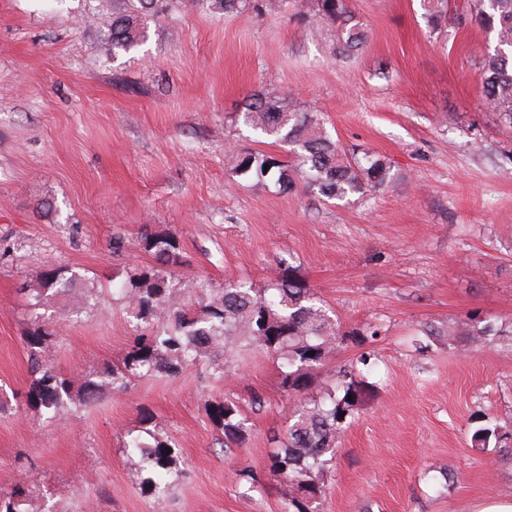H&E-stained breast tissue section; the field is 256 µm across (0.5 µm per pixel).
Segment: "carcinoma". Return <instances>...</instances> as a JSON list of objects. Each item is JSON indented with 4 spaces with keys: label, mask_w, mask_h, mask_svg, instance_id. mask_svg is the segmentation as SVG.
<instances>
[{
    "label": "carcinoma",
    "mask_w": 512,
    "mask_h": 512,
    "mask_svg": "<svg viewBox=\"0 0 512 512\" xmlns=\"http://www.w3.org/2000/svg\"><path fill=\"white\" fill-rule=\"evenodd\" d=\"M179 2L112 0V13L103 22V50L113 54L137 49L146 39L150 20ZM203 2L211 12L222 14L249 6L266 15L278 14L293 6L308 25L330 27L338 56L357 53L367 40L363 23L349 8L348 0ZM469 6L471 19L496 36L493 53L483 67L485 101L512 124V0H470ZM237 117L255 133L276 138L291 155L283 161L265 152H240L234 166L239 176L253 175L260 181L271 178L282 191L301 187L328 200L352 196L369 199L396 181L384 158L359 157L346 151L318 114L301 110L286 90L250 94ZM139 246L151 255L155 265L131 270L122 289L133 332L124 360L85 380L77 391L69 376L42 360L41 348L52 333L34 317L25 334L32 375L27 404L53 414L71 404L86 407L108 388L121 390L138 378L177 374L190 363L209 369L210 377L221 382L229 363L241 351L263 349L280 362L281 384L294 395L291 424L283 438L276 440L268 471L298 488L299 495L288 500L285 512H309V503L324 493L325 465L335 455L347 418L353 416L359 401V371L352 363L339 366L334 387L324 395L305 396L326 355L344 341L336 319L312 289L291 272L267 288H256L247 281L208 288L202 279L172 274V269L183 263L175 237L147 231L141 234ZM76 281V276L67 277L62 269L50 267L40 275L33 293L41 300L70 290ZM448 336H462L470 346H486L500 340L503 330L473 315L448 328ZM217 351L222 352L220 363L215 360ZM207 410L224 434L225 447L245 440L248 427L233 400L211 403ZM125 448L139 456L147 491L156 496L165 493L173 475L171 443L156 438L149 444L137 435L126 441ZM26 497L22 486L0 489V512H26Z\"/></svg>",
    "instance_id": "obj_1"
}]
</instances>
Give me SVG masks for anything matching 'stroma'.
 Returning <instances> with one entry per match:
<instances>
[{
    "label": "stroma",
    "instance_id": "1",
    "mask_svg": "<svg viewBox=\"0 0 512 512\" xmlns=\"http://www.w3.org/2000/svg\"><path fill=\"white\" fill-rule=\"evenodd\" d=\"M101 4L0 0V489L28 487V512H282L296 495L267 469L292 400L263 350L242 352L223 382L190 366L87 407L27 405L24 287L51 266L81 274L40 314L54 331L43 360L82 385L128 348L119 290L154 263L137 244L148 230L174 236L181 275L213 287L263 288L289 268L314 289L350 338L311 395L374 353L313 512L512 502V454L472 438L479 422L512 435V340L468 352L443 335L475 313L512 329V128L484 101L494 39L466 23L468 0H447L436 24L421 0H349L367 42L348 60L290 13L215 14L197 0L150 22L139 49L110 55ZM282 88L342 146L384 157L395 186L339 201L237 176L230 146L284 154L235 120L247 94ZM89 288L101 310H80ZM224 398L248 418L238 447H222L208 417ZM146 431L179 449L160 500L124 448Z\"/></svg>",
    "mask_w": 512,
    "mask_h": 512
}]
</instances>
